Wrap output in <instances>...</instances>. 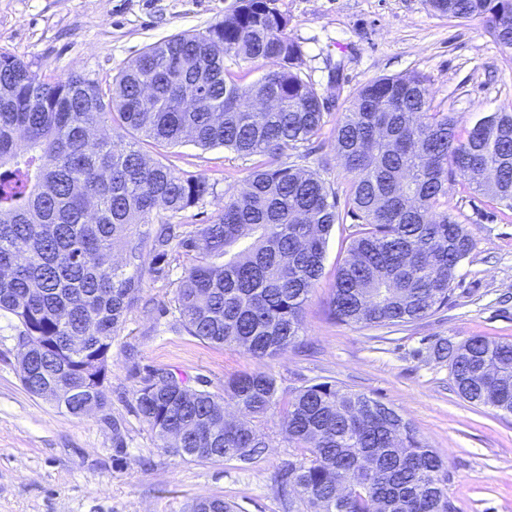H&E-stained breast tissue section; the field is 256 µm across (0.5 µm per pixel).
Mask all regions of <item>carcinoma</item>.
I'll use <instances>...</instances> for the list:
<instances>
[{"mask_svg":"<svg viewBox=\"0 0 512 512\" xmlns=\"http://www.w3.org/2000/svg\"><path fill=\"white\" fill-rule=\"evenodd\" d=\"M427 2L483 23L512 48V0ZM288 23L275 0H237L206 33L147 47L106 90L77 75L45 82L0 55V313L40 338L20 373L29 393L78 419L85 402L106 405L105 392L80 381L110 371L112 336L141 291L143 253L162 275L173 243L184 259L176 288L184 331L259 359L297 344L327 238L348 219L329 320L400 326L448 306L473 247L468 225L448 215V191L473 188L512 210V112H493L462 135L453 113L432 111L428 81L416 72L360 86L332 130L350 174L341 209L318 173L278 162L326 125L325 97L301 76ZM228 57L277 68L243 86L224 67ZM272 95V109L248 106ZM108 121L156 149L188 140L266 161L224 198L216 220L189 230L179 216L213 185L148 162L135 142L90 141ZM119 250L123 265L112 261ZM434 355L448 360L465 401L512 413L511 342L471 336L439 343ZM135 405L157 447L185 461L250 462L266 447L262 424L280 414L299 455L276 476L288 512H458L444 460L414 425L333 382L285 400L275 374L259 369L229 379L218 395L154 368ZM176 434L184 435L178 449ZM190 512L234 510L205 498Z\"/></svg>","mask_w":512,"mask_h":512,"instance_id":"carcinoma-1","label":"carcinoma"}]
</instances>
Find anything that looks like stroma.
I'll list each match as a JSON object with an SVG mask.
<instances>
[{
    "label": "stroma",
    "instance_id": "stroma-1",
    "mask_svg": "<svg viewBox=\"0 0 512 512\" xmlns=\"http://www.w3.org/2000/svg\"><path fill=\"white\" fill-rule=\"evenodd\" d=\"M237 0H0V54L18 57L39 78L80 75L108 87L120 69L154 43L202 33ZM299 43L301 72L329 95L328 125L350 96L381 76L408 72L429 80L433 107L466 128L512 110V50L477 21L431 11L427 0H276ZM151 160L182 176H206L213 192L184 214L212 222L225 196L255 161L231 150L185 141ZM287 163L314 171L344 192L350 176L330 133L307 157ZM448 211L467 224L473 249L456 271L444 310L402 326L358 327L327 319L334 273L347 254L344 225L326 248L323 274L304 309L300 344L273 359L189 336L176 309L183 259L170 252L164 275L142 264L143 288L112 338V367L102 412L76 419L24 388L18 332L0 316V512H188L194 499L221 497L237 512H284L276 473L292 458L279 416L262 429L268 442L249 463L184 461L157 448L135 411L134 391L153 368L190 388L223 393L238 373L272 370L284 392L326 381L393 407L445 460L448 495L459 512H512V415L461 399L436 343L473 335L512 341V210L453 187ZM122 442H115L113 428Z\"/></svg>",
    "mask_w": 512,
    "mask_h": 512
}]
</instances>
